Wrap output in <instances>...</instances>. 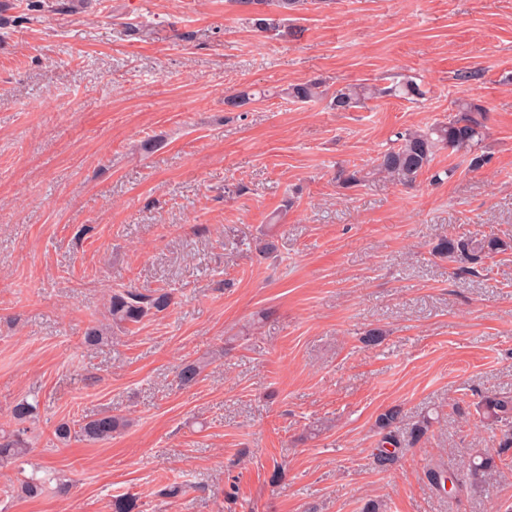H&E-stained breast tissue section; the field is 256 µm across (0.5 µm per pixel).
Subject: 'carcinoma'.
I'll list each match as a JSON object with an SVG mask.
<instances>
[{
    "label": "carcinoma",
    "instance_id": "carcinoma-1",
    "mask_svg": "<svg viewBox=\"0 0 512 512\" xmlns=\"http://www.w3.org/2000/svg\"><path fill=\"white\" fill-rule=\"evenodd\" d=\"M268 0H235V3L252 10L254 27L264 33H281V16L299 10L304 0H275L279 15L274 16L258 9ZM286 94L299 102H309L315 98L327 97L329 107L345 112L356 107L361 101L382 95L395 96L418 101L425 91L413 78L405 77L387 88L370 85H348L328 93L322 89V83L309 81L291 85ZM487 109L474 101H464L458 105L455 115L448 121L436 122L424 129H407L397 133L394 146L376 158V169L388 175L396 183L413 185L425 171L433 155L440 149H448L467 158L468 167L478 170L486 164V156L481 153V145L486 135ZM512 247L494 235H483L468 241L442 238L434 247L438 255L448 259L459 258L469 264H481L484 260ZM172 297L165 292L142 294L133 289H124L112 293L108 314L116 326L137 324L149 315H156L169 308ZM205 367V361H188L178 373V381L183 386L197 382ZM479 420L499 433L498 448L491 453L485 449H476L467 461L456 471L435 464L429 468L427 479L438 490L444 489L445 478H450L455 490L470 487L478 490L486 488L491 480L500 473L498 461L512 450V392H491L479 396L475 403ZM33 412V404L27 400L18 403L14 409V418L20 428L0 435V467L9 465L23 468L32 467L31 474L23 477L12 492L18 496L35 498L42 495L54 476L44 471V467L32 462L36 448L29 436V428L24 426ZM402 416L400 410L391 408L376 420L381 430L382 448L374 454V462L381 468L396 463L397 453L401 449L399 439ZM127 427V421L112 415H104L83 422L63 421L55 428L56 437L68 442L81 437L91 442H101L112 438V434Z\"/></svg>",
    "mask_w": 512,
    "mask_h": 512
}]
</instances>
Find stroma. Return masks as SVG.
Returning a JSON list of instances; mask_svg holds the SVG:
<instances>
[{"mask_svg":"<svg viewBox=\"0 0 512 512\" xmlns=\"http://www.w3.org/2000/svg\"><path fill=\"white\" fill-rule=\"evenodd\" d=\"M28 3L0 0V429L36 401L37 460L61 482L17 496L2 467L0 512H115L123 496L134 512L512 504V461L482 492L426 478L497 447L453 403L512 392V248L469 269L433 251L446 236L512 244V0H307L285 36L234 0ZM405 76L424 99L337 112L285 93ZM242 90L259 97L226 111ZM463 99L488 112L482 169L442 149L411 187L375 170L396 132ZM122 288L173 302L86 344ZM392 407L403 451L381 470L375 421ZM104 414L130 425L55 437ZM173 482L183 494L163 496ZM125 419L112 415H104L83 422H60L56 428V437L60 442H68L71 438L81 437L91 442H101L112 438V434L127 427Z\"/></svg>","mask_w":512,"mask_h":512,"instance_id":"1","label":"stroma"}]
</instances>
